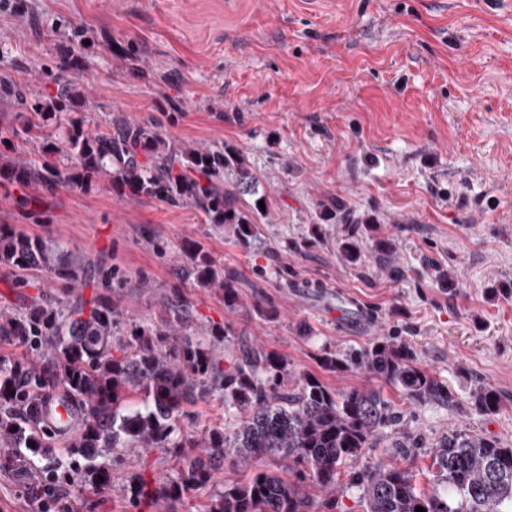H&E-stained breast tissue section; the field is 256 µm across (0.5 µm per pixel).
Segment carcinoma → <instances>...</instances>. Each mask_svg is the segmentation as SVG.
<instances>
[{
	"instance_id": "carcinoma-1",
	"label": "carcinoma",
	"mask_w": 512,
	"mask_h": 512,
	"mask_svg": "<svg viewBox=\"0 0 512 512\" xmlns=\"http://www.w3.org/2000/svg\"><path fill=\"white\" fill-rule=\"evenodd\" d=\"M76 83L61 82L55 94L34 102L48 117L69 110ZM115 133H91L72 124L61 139L44 138L43 163L27 168L9 161L0 175L17 183L40 182L50 188L81 186L95 173L112 175V185L133 197L184 201L211 224H228L238 242L251 245L268 211L240 205L239 195L265 199L240 154L210 146L174 151L149 125L115 122ZM73 160L60 165V157ZM238 179L224 184V173ZM185 276L202 288L224 295V306L239 302L238 281L198 247L186 250ZM47 267L75 286L80 274L67 260L52 256L37 238L0 228V267L21 271ZM101 291L90 301L60 298L47 304L30 300L20 311L0 310V345L20 348L22 357L0 355V464L18 472L35 460L47 469L74 464L101 489L111 486L103 458L110 450L201 448L178 479L148 491L143 475L129 477L125 492L132 506L151 495L162 512H178L184 495L205 486L214 468L231 456L253 468L248 482L236 484L212 500L209 512H311L315 493L341 490V467L372 447V438L396 425L392 403L374 388L337 391L308 373L294 387L286 383L283 357L250 347L224 366L220 346L228 328L210 327L204 340L192 330L189 300L180 289L160 326L117 335L120 312L112 292L126 284L117 267L98 270ZM323 365L333 371L356 370L385 381L408 401L450 403L452 394L422 367L404 344L377 341L340 355L323 350ZM219 395L227 434L212 428L197 438L175 439L184 404ZM61 398L76 411L70 430L48 420L51 400ZM476 410L499 408L496 390L485 383L472 392ZM68 440L67 457L56 459L53 444ZM433 486L420 488L413 474L397 464L374 462L349 472L365 512H512V448L455 428L434 446ZM284 462L282 473L269 472L267 460Z\"/></svg>"
}]
</instances>
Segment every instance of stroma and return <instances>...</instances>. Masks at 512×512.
<instances>
[{"mask_svg":"<svg viewBox=\"0 0 512 512\" xmlns=\"http://www.w3.org/2000/svg\"><path fill=\"white\" fill-rule=\"evenodd\" d=\"M65 58L75 69L58 70ZM64 80L81 91L70 111L24 134L33 100ZM116 119L154 126L176 150H236L267 197L258 240L242 246L192 205L120 194L104 175L53 189L0 178V226L64 248L83 273L69 291L38 267L18 288L0 268V309L92 298L95 271L112 265L126 277L113 296L121 333L156 323L178 284L198 327L231 329L225 361L249 344L336 390L380 388L403 425L360 464L391 461L410 433L421 440L412 470L427 488L430 451L450 429L512 447V0H0V132L11 135L0 156L35 167L44 135L75 120L103 131ZM336 199L343 213L321 220ZM353 224L357 262L339 248ZM191 244L235 272L238 306L182 283ZM340 293L374 316L372 330L330 314ZM267 305L275 319L261 315ZM385 337L409 347L452 403L418 406L320 363L324 348ZM480 383L499 393L496 413L474 408ZM110 466L108 490L78 476L74 512H160L150 500L131 507L126 482L170 480L184 461L156 448ZM33 473L44 482V466ZM249 475L225 461L180 512H207ZM37 485L1 468L0 512H58Z\"/></svg>","mask_w":512,"mask_h":512,"instance_id":"1","label":"stroma"}]
</instances>
